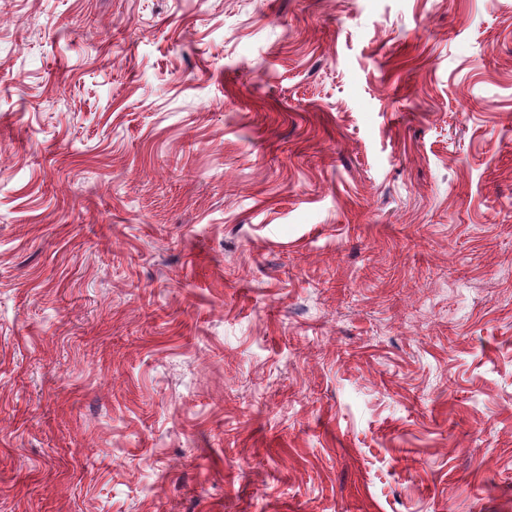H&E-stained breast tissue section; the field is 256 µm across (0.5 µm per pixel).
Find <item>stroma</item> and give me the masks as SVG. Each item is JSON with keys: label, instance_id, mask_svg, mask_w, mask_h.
<instances>
[{"label": "stroma", "instance_id": "obj_1", "mask_svg": "<svg viewBox=\"0 0 512 512\" xmlns=\"http://www.w3.org/2000/svg\"><path fill=\"white\" fill-rule=\"evenodd\" d=\"M0 512H512V0H0Z\"/></svg>", "mask_w": 512, "mask_h": 512}]
</instances>
